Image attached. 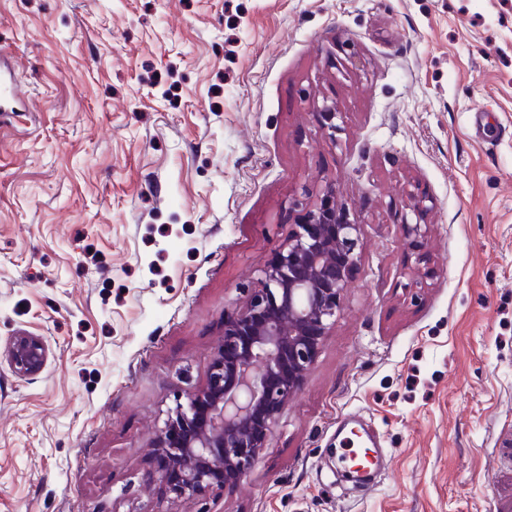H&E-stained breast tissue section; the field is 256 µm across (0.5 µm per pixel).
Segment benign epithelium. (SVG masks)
<instances>
[{"label": "benign epithelium", "instance_id": "7a95c632", "mask_svg": "<svg viewBox=\"0 0 512 512\" xmlns=\"http://www.w3.org/2000/svg\"><path fill=\"white\" fill-rule=\"evenodd\" d=\"M319 129L336 139L334 103L323 101ZM427 194L403 191L401 224L422 245ZM275 262L261 270V288L224 318V342L201 393L168 412L157 451L158 480L177 498L235 484L254 467L282 408L301 388L321 342L336 322L344 288L357 265L360 224L326 181L305 203ZM46 349L22 333L9 348L20 375L38 372Z\"/></svg>", "mask_w": 512, "mask_h": 512}]
</instances>
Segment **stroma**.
Segmentation results:
<instances>
[{"label":"stroma","mask_w":512,"mask_h":512,"mask_svg":"<svg viewBox=\"0 0 512 512\" xmlns=\"http://www.w3.org/2000/svg\"><path fill=\"white\" fill-rule=\"evenodd\" d=\"M0 54L29 104L0 129V512H497L512 0H0ZM327 178L361 223L335 324L248 475L166 494L168 410ZM410 185L435 203L420 277ZM23 332L47 352L28 376ZM347 414L388 450L370 491L334 473ZM46 360V349L38 336L22 333L9 348V361L20 375L38 372Z\"/></svg>","instance_id":"obj_1"}]
</instances>
